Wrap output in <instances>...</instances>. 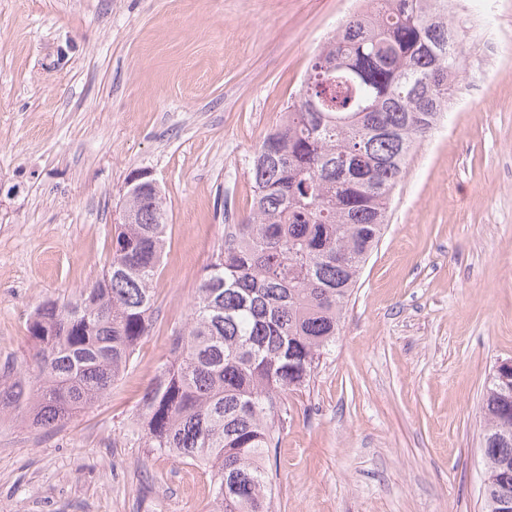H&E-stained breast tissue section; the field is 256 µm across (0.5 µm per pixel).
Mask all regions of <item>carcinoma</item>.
Masks as SVG:
<instances>
[{
    "instance_id": "cac0c4a2",
    "label": "carcinoma",
    "mask_w": 512,
    "mask_h": 512,
    "mask_svg": "<svg viewBox=\"0 0 512 512\" xmlns=\"http://www.w3.org/2000/svg\"><path fill=\"white\" fill-rule=\"evenodd\" d=\"M310 61L254 151L249 214L224 225L191 317L140 400L147 447L208 467L211 512H272L262 464L282 397L336 344L360 270L387 224L414 145L436 129L465 71L448 0H365ZM112 259L74 301L48 300L32 353L0 372V417L54 429L102 399L154 326L163 197L125 194ZM485 512L512 503V380L484 396Z\"/></svg>"
}]
</instances>
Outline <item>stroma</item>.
I'll list each match as a JSON object with an SVG mask.
<instances>
[{"mask_svg": "<svg viewBox=\"0 0 512 512\" xmlns=\"http://www.w3.org/2000/svg\"><path fill=\"white\" fill-rule=\"evenodd\" d=\"M356 0H0V370L49 299L112 257L130 175L168 211L156 322L107 396L46 432L0 420V512H209L204 468L147 448L144 389L189 320L249 161ZM412 151L335 347L288 393L274 512H484L482 398L512 360V55Z\"/></svg>", "mask_w": 512, "mask_h": 512, "instance_id": "1", "label": "stroma"}]
</instances>
